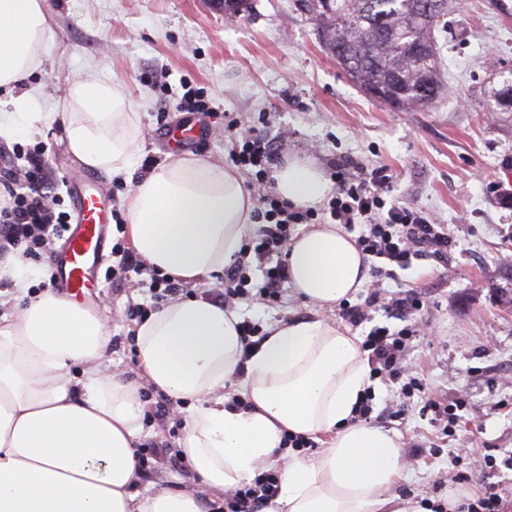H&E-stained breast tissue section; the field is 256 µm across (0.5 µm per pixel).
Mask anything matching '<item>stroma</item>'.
Returning <instances> with one entry per match:
<instances>
[{"label":"stroma","instance_id":"1","mask_svg":"<svg viewBox=\"0 0 512 512\" xmlns=\"http://www.w3.org/2000/svg\"><path fill=\"white\" fill-rule=\"evenodd\" d=\"M51 37L41 67L28 81L39 89L34 111L62 104L68 77L80 75L121 85L137 112L141 162L148 175L165 153L227 162L242 127L267 122L281 157L300 155L331 170L337 159H356L363 173L389 176V194L426 209L447 225L458 246L447 267L418 261L402 279L429 286L423 339L409 359L429 394L443 404L463 403L450 436L443 422L412 412L393 422L404 445H440L439 458L409 457L401 486L415 500L472 496L483 484L503 487L512 512V112H488L486 91L498 71L512 69V0H449L448 25L437 31L448 81L441 100L405 112L368 98L325 49L314 15L302 0H251L235 19L207 0H46ZM208 102L205 113L188 99ZM191 126L195 137L179 146L173 130ZM20 149L42 143L55 183L56 212L74 223L76 198L69 179L79 168L61 124L36 126L18 137ZM112 202L110 254L99 270L96 307L112 331V369L137 376L130 318L132 305L158 308L146 275L123 273L112 284L123 235L126 181L100 175ZM246 321L265 326L311 307L282 288L270 309L242 303ZM469 455L459 465L457 448ZM500 465L492 469L488 458ZM465 473L458 483L457 473Z\"/></svg>","mask_w":512,"mask_h":512}]
</instances>
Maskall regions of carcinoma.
<instances>
[{
  "label": "carcinoma",
  "mask_w": 512,
  "mask_h": 512,
  "mask_svg": "<svg viewBox=\"0 0 512 512\" xmlns=\"http://www.w3.org/2000/svg\"><path fill=\"white\" fill-rule=\"evenodd\" d=\"M316 14L325 47L362 91L377 89L397 109L417 110L442 89V59L435 32L445 25L448 0L426 14L430 0H307ZM501 85L489 91L486 108L503 112V92L512 89V70L498 72Z\"/></svg>",
  "instance_id": "cac0c4a2"
}]
</instances>
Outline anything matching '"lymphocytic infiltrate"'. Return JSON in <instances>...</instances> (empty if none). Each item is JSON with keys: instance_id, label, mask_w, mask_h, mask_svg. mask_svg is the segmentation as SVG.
I'll return each mask as SVG.
<instances>
[{"instance_id": "f902f5d3", "label": "lymphocytic infiltrate", "mask_w": 512, "mask_h": 512, "mask_svg": "<svg viewBox=\"0 0 512 512\" xmlns=\"http://www.w3.org/2000/svg\"><path fill=\"white\" fill-rule=\"evenodd\" d=\"M22 158L25 184H18L11 168H0V184L8 193L0 205V255L23 239L46 247L65 229L62 216L56 215L49 202L53 178L45 149L23 152ZM230 160L251 176L255 206L250 220L258 229L251 243L225 268L224 286L216 290V297L228 308L242 301L270 306L288 280L287 266L280 256L288 244L290 225L318 220L343 225L355 235L354 243L365 258L370 283L363 303L341 305V317L355 328L370 324L361 344L370 376L394 388L393 401L382 410H374L372 401L364 400L359 420H398L417 403L423 412L440 417L448 414V407L428 395L422 378L413 374L407 363L412 343L420 335L416 316L426 305V294L402 283L399 277L417 261L447 266L457 247L447 225L434 222L420 207L386 199V176L375 172L363 177L358 162L350 158L334 162L336 190L322 212L296 208L274 191L271 172L281 158L266 134L254 129L245 131L232 149ZM388 281L398 283L399 291L386 292L384 284ZM378 311L400 321V328L372 326ZM281 483L280 471H261L252 483L209 503L208 512H266L278 497Z\"/></svg>"}]
</instances>
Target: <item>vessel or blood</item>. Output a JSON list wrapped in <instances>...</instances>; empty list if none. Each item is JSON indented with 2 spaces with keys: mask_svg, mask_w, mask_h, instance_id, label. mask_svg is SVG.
Wrapping results in <instances>:
<instances>
[{
  "mask_svg": "<svg viewBox=\"0 0 512 512\" xmlns=\"http://www.w3.org/2000/svg\"><path fill=\"white\" fill-rule=\"evenodd\" d=\"M77 199L78 223L69 232L66 250L55 260V285L68 298L85 303L98 286L97 271L104 260L107 240L102 189L95 177L84 175Z\"/></svg>",
  "mask_w": 512,
  "mask_h": 512,
  "instance_id": "vessel-or-blood-1",
  "label": "vessel or blood"
}]
</instances>
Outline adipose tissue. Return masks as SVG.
<instances>
[{
  "label": "adipose tissue",
  "instance_id": "ef3b65f1",
  "mask_svg": "<svg viewBox=\"0 0 512 512\" xmlns=\"http://www.w3.org/2000/svg\"><path fill=\"white\" fill-rule=\"evenodd\" d=\"M44 0H0V136L34 123H62L70 154L88 168L132 179L124 234L147 264L190 287L219 285L255 230L243 178L193 155L166 156L133 179L140 151L137 115L117 84L74 76L65 109L36 112L26 79L43 62L49 31ZM275 190L310 209L331 196L317 163L291 159L275 168ZM288 284L314 306L306 317L267 325L244 352L239 310L190 297L162 305L136 325L140 380L112 372V334L98 311L52 290L33 293L41 267L7 255L0 280L13 306L0 314V512H206V496L282 468L281 492L268 512H422L392 489L405 473L401 435L357 421L371 387L356 337L321 311L352 298L366 267L337 224L299 225L286 248ZM234 388H226V381ZM181 409L182 455L193 488L138 497L140 382ZM250 402L236 408L233 397ZM319 442L315 459H285L284 433Z\"/></svg>",
  "mask_w": 512,
  "mask_h": 512
}]
</instances>
